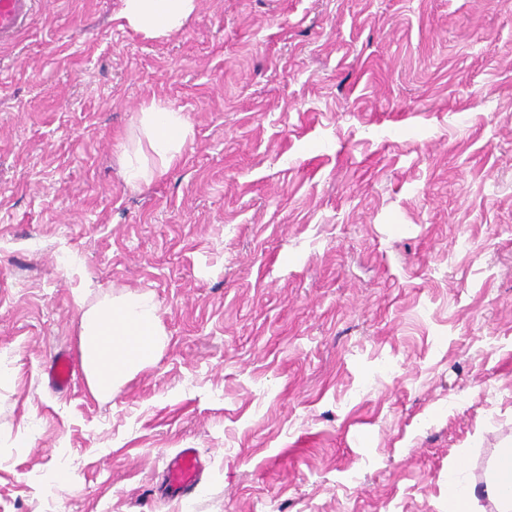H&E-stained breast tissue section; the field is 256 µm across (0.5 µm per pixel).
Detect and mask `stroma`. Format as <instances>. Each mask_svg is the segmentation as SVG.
<instances>
[{
    "mask_svg": "<svg viewBox=\"0 0 512 512\" xmlns=\"http://www.w3.org/2000/svg\"><path fill=\"white\" fill-rule=\"evenodd\" d=\"M123 8L40 0L0 47V512H448L449 465L483 483L512 438V10L198 0L151 37ZM154 101L193 135L130 184ZM127 291L155 363L52 390ZM50 387L57 392L71 388L74 363L66 353L55 354L45 368ZM203 469L200 453L195 448H181L166 461V474L158 487L162 499L187 500L197 492Z\"/></svg>",
    "mask_w": 512,
    "mask_h": 512,
    "instance_id": "obj_1",
    "label": "stroma"
}]
</instances>
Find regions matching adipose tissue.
<instances>
[{
  "label": "adipose tissue",
  "instance_id": "adipose-tissue-1",
  "mask_svg": "<svg viewBox=\"0 0 512 512\" xmlns=\"http://www.w3.org/2000/svg\"><path fill=\"white\" fill-rule=\"evenodd\" d=\"M196 9V0H124L128 24L149 35L180 31ZM191 134L185 113L151 103L136 119V134L122 147L123 177L139 183L167 172ZM81 359L91 393L114 397L133 375L151 365L167 343L159 306L148 293L107 296L83 309L79 321ZM496 512H512V443H503L491 459L484 485L462 482L448 473V512H474L480 497Z\"/></svg>",
  "mask_w": 512,
  "mask_h": 512
}]
</instances>
